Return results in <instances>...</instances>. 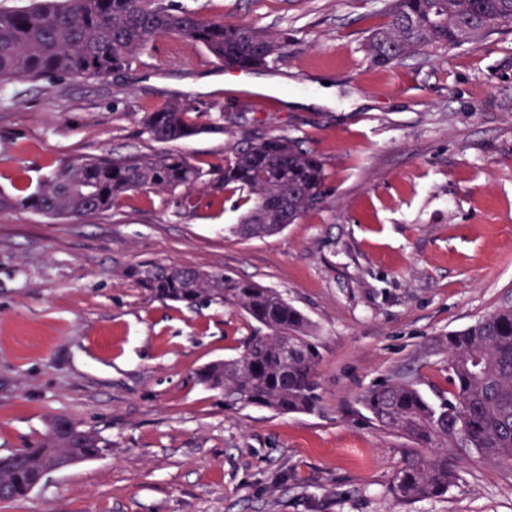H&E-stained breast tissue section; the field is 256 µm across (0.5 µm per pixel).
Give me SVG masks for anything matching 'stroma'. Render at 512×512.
I'll return each mask as SVG.
<instances>
[{"label": "stroma", "mask_w": 512, "mask_h": 512, "mask_svg": "<svg viewBox=\"0 0 512 512\" xmlns=\"http://www.w3.org/2000/svg\"><path fill=\"white\" fill-rule=\"evenodd\" d=\"M205 17L287 33L283 65L230 81L199 44L157 42L125 73L24 80L0 94V191L81 155L149 153L144 112L175 95L218 130L176 143L209 167L254 135L303 140L327 199L280 233L241 239L231 201L192 212L132 192L77 222L0 213V455L51 417L109 446L0 512H512V468L462 457L447 494L388 491L410 441L357 398L395 372L447 396L435 341L512 306V27L435 57L371 66L388 0H183ZM223 270L281 292L316 327L319 407H241L199 383L252 325L220 305L149 297L124 268Z\"/></svg>", "instance_id": "35a3bbf8"}]
</instances>
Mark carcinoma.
<instances>
[{"label": "carcinoma", "instance_id": "obj_1", "mask_svg": "<svg viewBox=\"0 0 512 512\" xmlns=\"http://www.w3.org/2000/svg\"><path fill=\"white\" fill-rule=\"evenodd\" d=\"M387 22L367 42L370 62L395 65L419 52L459 46L463 30L477 40L512 25V0H391ZM180 37L201 46L226 68H269L287 58L288 35L209 19L172 0H32L0 8V90L16 80L109 77L131 67L158 40ZM194 106L169 99L141 119L142 132L160 144L191 139L207 126ZM322 160L303 141L257 137L230 158L201 167L173 150L118 157L80 156L48 175L34 190L0 192V211L22 208L77 221L105 213L129 192L149 189L196 209L200 185L239 194L241 221L225 231L241 238L278 233L326 199ZM122 276L152 298L189 308L222 305L265 328L244 338L237 356L198 372L233 403L278 413L318 406L319 347L311 320L273 288L175 263L130 266ZM449 396L424 397L416 381L397 372L367 388L361 407L381 429L433 452L408 455L391 494L406 501L445 495L465 452L493 466L512 467V307H503L448 333ZM105 440L93 429L57 416L38 446L0 456L3 500L23 498L51 466L96 458Z\"/></svg>", "mask_w": 512, "mask_h": 512}]
</instances>
